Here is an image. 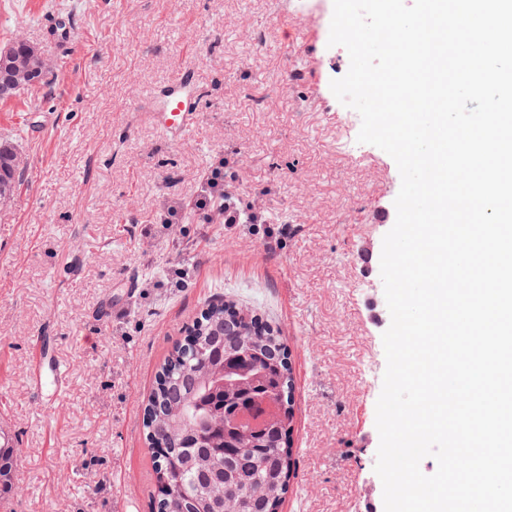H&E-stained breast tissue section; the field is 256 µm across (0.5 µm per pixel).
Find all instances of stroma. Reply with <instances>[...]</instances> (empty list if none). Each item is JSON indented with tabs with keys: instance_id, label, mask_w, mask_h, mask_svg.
Instances as JSON below:
<instances>
[{
	"instance_id": "stroma-1",
	"label": "stroma",
	"mask_w": 512,
	"mask_h": 512,
	"mask_svg": "<svg viewBox=\"0 0 512 512\" xmlns=\"http://www.w3.org/2000/svg\"><path fill=\"white\" fill-rule=\"evenodd\" d=\"M333 0H0L53 68L0 99L23 177L0 203V429L16 435L9 512H152L142 428L157 365L203 306L255 307L288 341L294 477L281 512H384L376 403L390 325L380 275L401 177L362 143L336 147L350 65L328 43ZM193 72L181 137L156 96ZM266 224L192 210L219 158ZM172 228H164L162 220ZM112 302L110 318L93 313ZM56 336L61 393L33 394L35 336Z\"/></svg>"
}]
</instances>
